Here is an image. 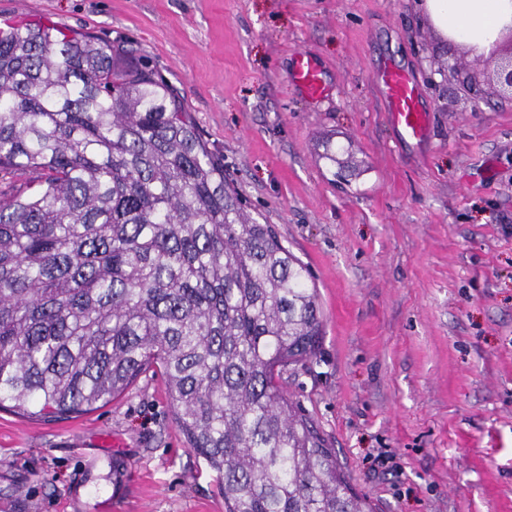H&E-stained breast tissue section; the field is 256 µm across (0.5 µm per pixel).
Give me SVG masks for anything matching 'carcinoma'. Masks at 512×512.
Wrapping results in <instances>:
<instances>
[{
    "label": "carcinoma",
    "mask_w": 512,
    "mask_h": 512,
    "mask_svg": "<svg viewBox=\"0 0 512 512\" xmlns=\"http://www.w3.org/2000/svg\"><path fill=\"white\" fill-rule=\"evenodd\" d=\"M42 23L0 29V405L50 418L157 366L224 512H373L279 372L319 351L308 268L243 205L151 69ZM33 177L15 169H0V199L10 198L20 192L31 194L37 185Z\"/></svg>",
    "instance_id": "cac0c4a2"
}]
</instances>
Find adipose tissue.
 Here are the masks:
<instances>
[{"mask_svg": "<svg viewBox=\"0 0 512 512\" xmlns=\"http://www.w3.org/2000/svg\"><path fill=\"white\" fill-rule=\"evenodd\" d=\"M424 8L444 36L462 45H490L512 23V0H425Z\"/></svg>", "mask_w": 512, "mask_h": 512, "instance_id": "adipose-tissue-1", "label": "adipose tissue"}]
</instances>
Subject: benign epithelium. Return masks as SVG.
I'll list each match as a JSON object with an SVG mask.
<instances>
[{"label":"benign epithelium","mask_w":512,"mask_h":512,"mask_svg":"<svg viewBox=\"0 0 512 512\" xmlns=\"http://www.w3.org/2000/svg\"><path fill=\"white\" fill-rule=\"evenodd\" d=\"M506 38L497 41L489 51L472 46L468 52L476 55L482 65L477 73L463 78L474 99L483 98V87H488L503 100L512 102V26L507 28Z\"/></svg>","instance_id":"1"}]
</instances>
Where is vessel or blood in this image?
I'll use <instances>...</instances> for the list:
<instances>
[{"label": "vessel or blood", "instance_id": "1", "mask_svg": "<svg viewBox=\"0 0 512 512\" xmlns=\"http://www.w3.org/2000/svg\"><path fill=\"white\" fill-rule=\"evenodd\" d=\"M293 78L310 98L320 99L329 92L325 73L320 63L309 53L299 52L293 57ZM376 79L387 104L389 119L407 142H420L427 134L428 116L421 103L418 82L405 67L384 62L376 72Z\"/></svg>", "mask_w": 512, "mask_h": 512}]
</instances>
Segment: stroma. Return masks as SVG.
<instances>
[{
    "instance_id": "1",
    "label": "stroma",
    "mask_w": 512,
    "mask_h": 512,
    "mask_svg": "<svg viewBox=\"0 0 512 512\" xmlns=\"http://www.w3.org/2000/svg\"><path fill=\"white\" fill-rule=\"evenodd\" d=\"M123 46L182 98L247 210L310 269L316 357L280 383L376 512H512V104L431 78L452 47L416 0H0ZM304 50L328 96L291 78ZM408 68L429 110L408 146L372 73ZM335 151L328 161L326 151ZM111 506L71 498L111 468ZM153 368L107 404L0 409V512H224Z\"/></svg>"
}]
</instances>
